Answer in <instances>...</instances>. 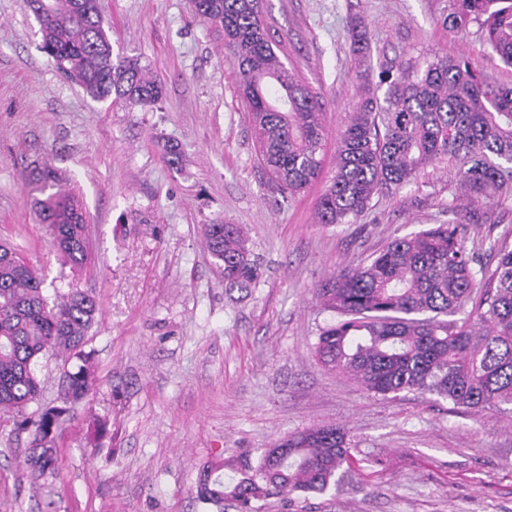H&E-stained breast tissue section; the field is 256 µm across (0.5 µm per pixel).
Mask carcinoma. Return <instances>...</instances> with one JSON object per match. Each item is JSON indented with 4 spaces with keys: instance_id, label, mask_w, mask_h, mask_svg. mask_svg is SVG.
<instances>
[{
    "instance_id": "cac0c4a2",
    "label": "carcinoma",
    "mask_w": 512,
    "mask_h": 512,
    "mask_svg": "<svg viewBox=\"0 0 512 512\" xmlns=\"http://www.w3.org/2000/svg\"><path fill=\"white\" fill-rule=\"evenodd\" d=\"M202 21L224 32L239 91L257 142V158L283 195L306 189L319 177L325 155L322 106L308 84L286 64L282 41L270 34L264 0H192ZM50 0L40 23L41 50L63 76L96 101L157 103L162 87L139 60L113 56L99 5ZM478 23L484 44L512 67V0H457L444 20L451 30ZM352 52L370 50L367 28L350 32ZM363 93L336 142V172L320 197V224H350L374 198L398 192L417 174L444 160L459 163V184L478 203L512 189V86L488 81L465 59L433 55L425 66H386ZM383 95H378L381 87ZM68 191L39 201V222L53 248L74 272L91 258L87 224ZM203 238L213 265L231 288L256 287L259 278L248 238L237 224H206ZM488 271L473 267L452 224H436L395 237L369 262L342 270L315 290L336 318L319 329L314 353L329 371L369 392L396 397L419 392L472 414L512 413V249L493 243ZM45 276L18 246L0 241V426L30 432L24 462L36 481L53 477L60 456L59 427L88 395L94 379L84 351L99 311L95 295ZM471 310L466 317L451 316ZM63 359L61 405L37 408L40 359ZM74 366H69V363ZM273 457L265 451L220 457L201 466L196 498L224 512H261L278 498L290 505L302 494H323L352 461L347 433L318 426L287 435Z\"/></svg>"
}]
</instances>
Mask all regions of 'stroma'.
Returning <instances> with one entry per match:
<instances>
[{
	"instance_id": "35a3bbf8",
	"label": "stroma",
	"mask_w": 512,
	"mask_h": 512,
	"mask_svg": "<svg viewBox=\"0 0 512 512\" xmlns=\"http://www.w3.org/2000/svg\"><path fill=\"white\" fill-rule=\"evenodd\" d=\"M291 66L336 140L359 98L357 73L464 56L488 81L512 68L477 23L451 31L455 0H265ZM114 54L139 59L163 87L150 108L98 102L64 80L41 51L27 0H0V239L23 248L47 278L72 274L37 218L31 168L49 166L87 215L90 268L76 275L100 302L88 334L96 385L60 426L56 478L33 481L17 456L29 433L0 427V512H208L198 469L217 456L258 455L317 425L349 429L352 469L323 494L264 512H512V414L474 415L401 393L386 399L324 370L312 354L331 318L313 291L367 261L396 236L455 224L488 267L490 240L512 245V196L474 202L455 162L421 171L376 198L352 224L318 223L335 173L299 195L276 192L222 34L191 0H100ZM363 24L370 53L351 52ZM177 144L181 166L168 164ZM240 225L253 244L256 288H228L202 227ZM107 422L96 447L93 418Z\"/></svg>"
}]
</instances>
